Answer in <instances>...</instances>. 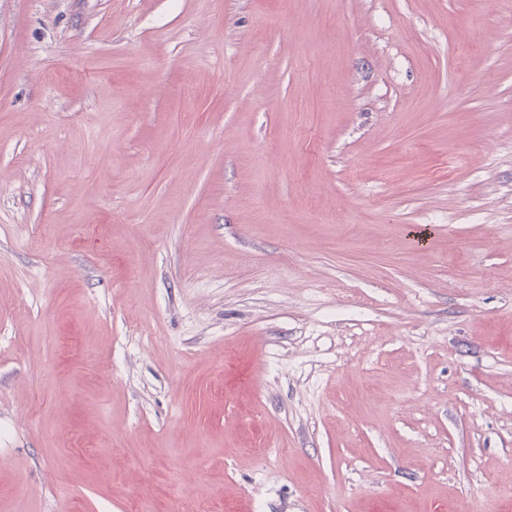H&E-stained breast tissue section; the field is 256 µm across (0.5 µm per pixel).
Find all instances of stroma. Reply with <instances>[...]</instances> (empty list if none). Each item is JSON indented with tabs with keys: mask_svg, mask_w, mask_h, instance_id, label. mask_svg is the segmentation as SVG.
I'll return each mask as SVG.
<instances>
[{
	"mask_svg": "<svg viewBox=\"0 0 512 512\" xmlns=\"http://www.w3.org/2000/svg\"><path fill=\"white\" fill-rule=\"evenodd\" d=\"M0 512H512V0H0Z\"/></svg>",
	"mask_w": 512,
	"mask_h": 512,
	"instance_id": "1",
	"label": "stroma"
}]
</instances>
